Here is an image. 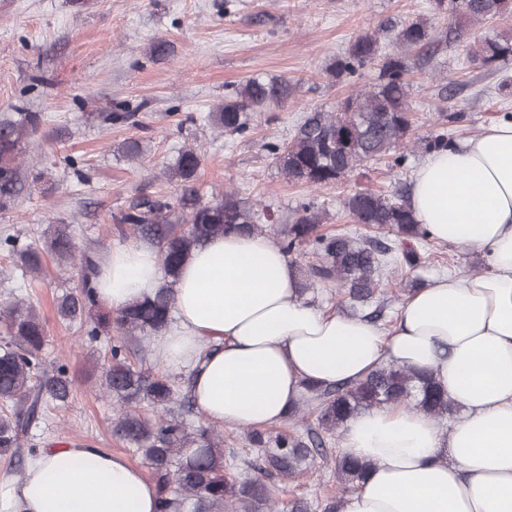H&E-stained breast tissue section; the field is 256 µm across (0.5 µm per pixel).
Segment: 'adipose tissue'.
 <instances>
[{
  "mask_svg": "<svg viewBox=\"0 0 512 512\" xmlns=\"http://www.w3.org/2000/svg\"><path fill=\"white\" fill-rule=\"evenodd\" d=\"M409 205L437 241L483 252L488 270L416 289L387 331L308 302L295 265L268 238H217L184 262L155 354L190 372L209 422L232 427L280 424L308 387L353 383L386 363L428 373L463 416L446 429L400 403L352 417L339 452L371 467L338 512H512V121L428 154ZM161 278L156 248L117 245L94 286L118 311L154 296ZM156 508L141 468L90 445L48 449L21 478L0 477V512Z\"/></svg>",
  "mask_w": 512,
  "mask_h": 512,
  "instance_id": "obj_1",
  "label": "adipose tissue"
}]
</instances>
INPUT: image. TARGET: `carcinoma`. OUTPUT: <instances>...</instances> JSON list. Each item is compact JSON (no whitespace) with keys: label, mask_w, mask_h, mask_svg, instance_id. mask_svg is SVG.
<instances>
[{"label":"carcinoma","mask_w":512,"mask_h":512,"mask_svg":"<svg viewBox=\"0 0 512 512\" xmlns=\"http://www.w3.org/2000/svg\"><path fill=\"white\" fill-rule=\"evenodd\" d=\"M432 9L456 18L457 27L451 34L457 40L472 23L512 17V0H432ZM447 37L442 31H432L425 20L408 21L393 35L403 52L382 56L375 34L358 35L336 57L331 76L343 82L373 65V83L348 94L332 111L307 113L291 139L272 148L281 174L293 183L322 187L342 181L371 160L387 158L391 167L403 166L407 155L398 152V146L409 138L415 124L404 53H421ZM472 61L492 73L511 63L512 32L502 30L479 40ZM293 88L287 78L253 77L224 96V102L210 113V121L228 136L242 134L257 113L286 103ZM463 118L461 112L444 116L448 127L438 130L426 149L455 144L453 124ZM43 122L40 112H15L0 119V212L14 209L24 189L45 178L42 171L23 172V158L35 145ZM118 151L129 159L144 154L142 141L136 138L123 141ZM200 165L196 149L182 148L165 173L180 187L178 196L144 193L112 216L118 233L129 232L157 247L164 276L153 298L134 300L118 312L103 310L93 287L96 259L86 252L76 254L68 224L51 225L40 247L5 233L0 236V255L15 261L12 273L23 281L42 273L48 259L60 268L79 262L80 281L58 298V312L62 319L85 328L89 341L102 336L112 339L110 354L101 365L99 391L115 406L113 434L149 469L157 488V512H282L284 507L273 496L272 481L315 465L318 457L327 460L325 438L341 432L353 415L407 402L442 422L453 416L456 407L432 377L389 363L356 383L307 388L308 396L295 408L296 413L313 417L303 434L252 428L247 431L245 454L229 460L224 454V434L209 423L189 426L175 415V408L186 407L189 399L167 377L134 367L126 340L158 336L169 326L173 288L181 267L192 249L213 238L271 233L278 235L277 244L290 255L309 248L313 260L300 268L301 294L317 283L329 286L362 311V318L374 322L384 317L380 286L398 270L418 266L414 242L426 240L429 234L416 223L406 194L400 190L391 197L358 191L345 202L355 223L394 234L388 242L320 233L326 213L311 202L301 203L288 227L280 231L272 214L232 190L217 199L202 200L195 188ZM46 344L45 323L27 299L15 296L0 307V458L17 475L25 460L46 446L31 438L32 425L47 409L68 405L73 395L74 379L67 366L48 370ZM368 467L365 462L338 458L337 486L344 492L354 489ZM339 499L337 494H328L314 503L298 501L291 512H336Z\"/></svg>","instance_id":"1"}]
</instances>
